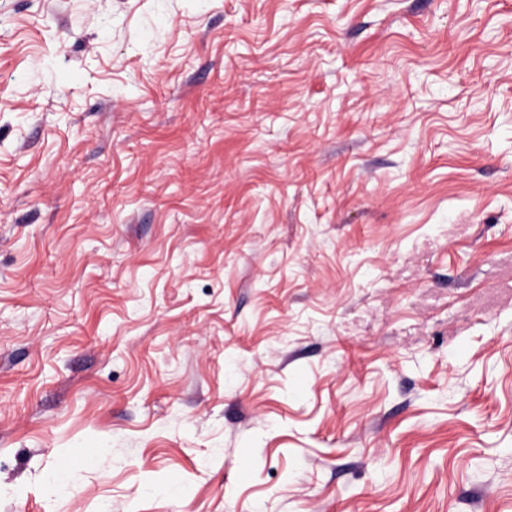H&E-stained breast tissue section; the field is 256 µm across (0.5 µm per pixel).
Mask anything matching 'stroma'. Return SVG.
I'll use <instances>...</instances> for the list:
<instances>
[{"mask_svg":"<svg viewBox=\"0 0 512 512\" xmlns=\"http://www.w3.org/2000/svg\"><path fill=\"white\" fill-rule=\"evenodd\" d=\"M103 504L512 512V0H0V512Z\"/></svg>","mask_w":512,"mask_h":512,"instance_id":"stroma-1","label":"stroma"}]
</instances>
